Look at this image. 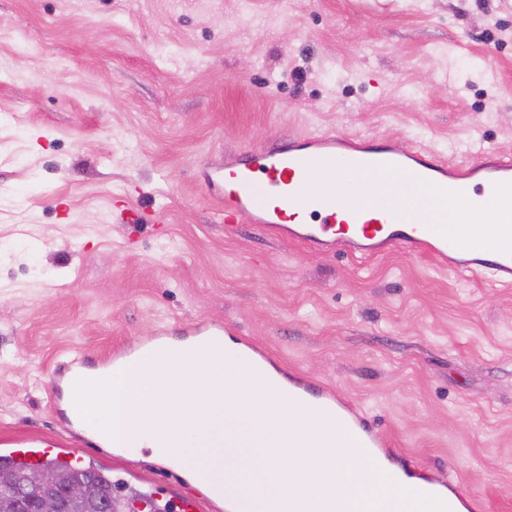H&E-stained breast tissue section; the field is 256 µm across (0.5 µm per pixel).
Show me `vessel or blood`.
Listing matches in <instances>:
<instances>
[{
    "label": "vessel or blood",
    "mask_w": 512,
    "mask_h": 512,
    "mask_svg": "<svg viewBox=\"0 0 512 512\" xmlns=\"http://www.w3.org/2000/svg\"><path fill=\"white\" fill-rule=\"evenodd\" d=\"M406 170L414 180L471 205L478 196L495 197L512 186L511 153L481 150L467 162L450 163L388 138L310 133L244 149L225 166L223 180L232 190L224 196V223L234 225L245 215L269 236L359 260L395 249L426 253L453 273L511 288L512 206L499 223L467 235L449 224L447 212L403 205L404 187L394 176ZM370 172L385 177L374 193H348L346 180L361 181ZM290 387L300 406L322 409L340 422L367 463L405 469L406 459L389 451L390 437L338 393L298 381Z\"/></svg>",
    "instance_id": "obj_1"
}]
</instances>
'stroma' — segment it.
Returning <instances> with one entry per match:
<instances>
[{"label":"stroma","mask_w":512,"mask_h":512,"mask_svg":"<svg viewBox=\"0 0 512 512\" xmlns=\"http://www.w3.org/2000/svg\"><path fill=\"white\" fill-rule=\"evenodd\" d=\"M364 2L0 0V455L62 442L184 507L188 477L86 437L60 371L230 323L422 476L512 512V288L224 228L215 176L247 147L335 131L452 163L512 152V0Z\"/></svg>","instance_id":"obj_1"}]
</instances>
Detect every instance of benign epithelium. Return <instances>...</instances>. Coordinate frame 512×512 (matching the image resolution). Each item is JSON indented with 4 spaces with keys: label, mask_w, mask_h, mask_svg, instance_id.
<instances>
[{
    "label": "benign epithelium",
    "mask_w": 512,
    "mask_h": 512,
    "mask_svg": "<svg viewBox=\"0 0 512 512\" xmlns=\"http://www.w3.org/2000/svg\"><path fill=\"white\" fill-rule=\"evenodd\" d=\"M66 498L73 512H86L91 507L86 485L73 483L64 492L57 487L38 468H32L25 474L21 488L13 499L16 512H60V498Z\"/></svg>",
    "instance_id": "7a95c632"
}]
</instances>
